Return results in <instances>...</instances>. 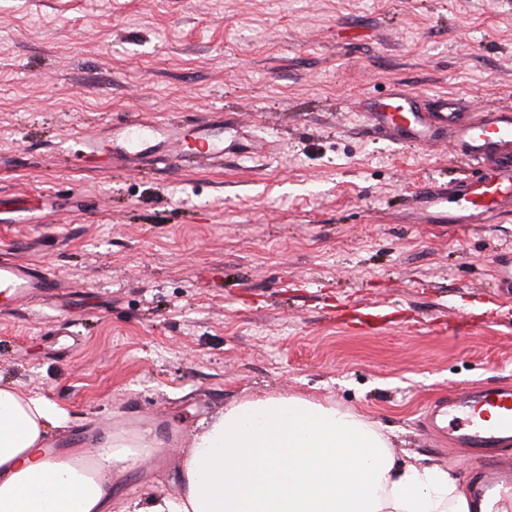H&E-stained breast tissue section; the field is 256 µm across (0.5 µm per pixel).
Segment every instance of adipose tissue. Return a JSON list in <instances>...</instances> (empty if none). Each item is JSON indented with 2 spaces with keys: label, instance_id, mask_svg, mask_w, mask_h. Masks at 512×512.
Instances as JSON below:
<instances>
[{
  "label": "adipose tissue",
  "instance_id": "ef3b65f1",
  "mask_svg": "<svg viewBox=\"0 0 512 512\" xmlns=\"http://www.w3.org/2000/svg\"><path fill=\"white\" fill-rule=\"evenodd\" d=\"M66 415L0 382V512H470L453 469L398 459L368 417L300 395H263L203 423L180 482L146 499L114 496L113 474L159 448L110 432L87 459L51 456Z\"/></svg>",
  "mask_w": 512,
  "mask_h": 512
}]
</instances>
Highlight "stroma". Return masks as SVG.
<instances>
[{
  "label": "stroma",
  "mask_w": 512,
  "mask_h": 512,
  "mask_svg": "<svg viewBox=\"0 0 512 512\" xmlns=\"http://www.w3.org/2000/svg\"><path fill=\"white\" fill-rule=\"evenodd\" d=\"M398 86L512 106V0H0V261L57 283L0 312V379L65 410L48 444L152 428L119 487L164 494L201 421L300 394L480 470L423 414L512 384V298L486 292L512 216L425 202L469 170L366 124ZM130 118L206 127L224 158L96 150Z\"/></svg>",
  "instance_id": "1"
}]
</instances>
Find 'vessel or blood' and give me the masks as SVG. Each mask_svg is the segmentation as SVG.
<instances>
[{
  "instance_id": "b4317fda",
  "label": "vessel or blood",
  "mask_w": 512,
  "mask_h": 512,
  "mask_svg": "<svg viewBox=\"0 0 512 512\" xmlns=\"http://www.w3.org/2000/svg\"><path fill=\"white\" fill-rule=\"evenodd\" d=\"M437 112L419 111L415 96L398 92L387 101L371 105L364 118L375 129L394 132L399 142L413 145L437 143L447 136L454 158L478 170L477 180L458 190L448 212L452 224H478L492 215L512 214V107L495 106L472 123L452 94L439 98ZM155 128L136 120L120 131L123 144L146 142ZM54 277L29 261L0 263V311L9 312L49 295ZM448 427L460 443L483 450L490 464L472 476L471 497L481 512L493 496L512 490V462L499 459L498 448L512 442V387L485 386L448 395Z\"/></svg>"
}]
</instances>
